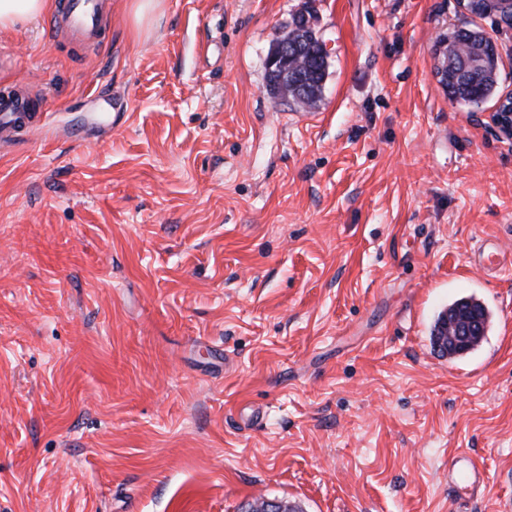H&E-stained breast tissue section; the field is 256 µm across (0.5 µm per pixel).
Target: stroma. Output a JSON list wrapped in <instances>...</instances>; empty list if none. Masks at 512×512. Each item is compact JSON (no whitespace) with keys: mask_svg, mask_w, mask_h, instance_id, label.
<instances>
[{"mask_svg":"<svg viewBox=\"0 0 512 512\" xmlns=\"http://www.w3.org/2000/svg\"><path fill=\"white\" fill-rule=\"evenodd\" d=\"M305 14L320 100L266 62ZM0 31V512H512V27L457 0H112L103 43ZM504 60L441 88L440 34ZM491 314L436 352L452 302ZM467 452L476 488L448 467ZM446 37L450 44L457 48V53L452 59H449L448 73H446L440 64V58L442 49L447 43L444 35H441L436 45V56L439 62L436 77L439 85L443 89L448 85V94L452 99L478 105L494 93L501 69L499 67L492 77L486 75L484 70L481 73L473 70L469 66V60L477 61L478 58H484L488 62L494 61L500 58L498 50L491 40L476 29L458 27ZM448 77L454 81L448 83ZM36 105L25 87L0 97V147L12 145L35 130ZM469 319L476 323L480 336H485L490 322V313L481 302L473 298H463L449 305L448 309L438 315L434 323L431 332V341L434 348L442 355L456 354L457 356L464 355L463 353L471 349L473 350L482 337L475 339L469 346L456 348L452 335L455 325Z\"/></svg>","mask_w":512,"mask_h":512,"instance_id":"1","label":"stroma"}]
</instances>
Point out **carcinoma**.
Segmentation results:
<instances>
[{
  "instance_id": "obj_1",
  "label": "carcinoma",
  "mask_w": 512,
  "mask_h": 512,
  "mask_svg": "<svg viewBox=\"0 0 512 512\" xmlns=\"http://www.w3.org/2000/svg\"><path fill=\"white\" fill-rule=\"evenodd\" d=\"M296 45L288 62V75L278 70L268 72V80L274 94L288 95L300 106H311L321 95L322 82L326 76V58L319 54L317 35L301 16L293 19L286 33ZM448 41L457 48L455 56L448 61L449 96L459 102L477 105L491 96L498 84L499 75L489 76L473 70L469 62L484 58L491 62L499 58L496 46L480 31L458 27L448 34ZM472 320L476 323L480 336H485L490 322L488 309L473 298L455 301L442 311L433 326L431 341L441 354L458 356L475 348V345L454 346V326Z\"/></svg>"
}]
</instances>
